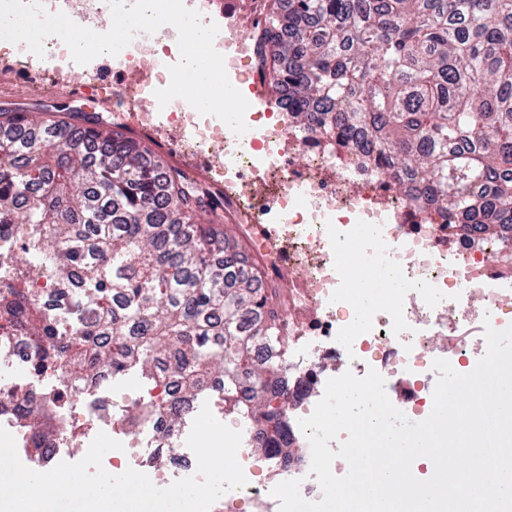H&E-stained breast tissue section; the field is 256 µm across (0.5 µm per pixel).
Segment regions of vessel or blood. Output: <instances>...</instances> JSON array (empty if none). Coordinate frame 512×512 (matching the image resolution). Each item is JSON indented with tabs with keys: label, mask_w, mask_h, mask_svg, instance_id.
I'll list each match as a JSON object with an SVG mask.
<instances>
[{
	"label": "vessel or blood",
	"mask_w": 512,
	"mask_h": 512,
	"mask_svg": "<svg viewBox=\"0 0 512 512\" xmlns=\"http://www.w3.org/2000/svg\"><path fill=\"white\" fill-rule=\"evenodd\" d=\"M188 8L198 10L204 22H215L219 32L214 40V46L220 53H229L233 46L231 30L249 9L248 0H184ZM180 52L171 49L161 61L144 60L137 71L125 70L122 56L112 58V79L115 93L106 104L105 111L93 113L91 119L103 127H111L114 115L123 112L127 106V97L136 91L154 88L152 79L156 65L165 66L178 61ZM245 98L261 103L273 100L275 92L267 77H260L247 86H241ZM148 120L142 125L121 124V131L149 144L152 150L165 161L178 163L186 172L199 174L207 171L213 164L210 155L203 151L188 152L187 147L192 139L189 129L170 128L168 110L159 107L157 102H150Z\"/></svg>",
	"instance_id": "1"
}]
</instances>
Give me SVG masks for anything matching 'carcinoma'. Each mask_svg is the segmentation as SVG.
I'll return each mask as SVG.
<instances>
[{"label":"carcinoma","mask_w":512,"mask_h":512,"mask_svg":"<svg viewBox=\"0 0 512 512\" xmlns=\"http://www.w3.org/2000/svg\"><path fill=\"white\" fill-rule=\"evenodd\" d=\"M279 2L265 0L261 62L290 111L332 144L364 126L385 172L409 170L465 230L512 213V0ZM10 224L59 278L80 273L90 314L62 339L26 277L0 291V320L41 358H66L75 384L99 369L159 382L173 367L188 396L215 372L230 395L250 373L259 389L235 407L263 420L267 452L287 447L282 364L255 348L281 345L277 287L184 171L114 129L0 111Z\"/></svg>","instance_id":"carcinoma-1"}]
</instances>
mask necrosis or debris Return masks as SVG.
Listing matches in <instances>:
<instances>
[{
  "mask_svg": "<svg viewBox=\"0 0 512 512\" xmlns=\"http://www.w3.org/2000/svg\"><path fill=\"white\" fill-rule=\"evenodd\" d=\"M170 109L178 123L194 126L195 148L223 164L231 187L224 192L213 188L209 194L251 239L250 260L275 273L288 270L286 330L300 350L294 355L297 371L282 388L294 419L313 413L327 381L336 375L332 362L340 360L359 377L378 371L386 390L395 394L394 407L417 420L433 407L434 360H448L455 368L477 363L487 350L485 326L502 330L512 325V231L466 234L415 208L417 182L373 168L365 132H356L334 150L315 128L299 131L284 102L274 108H248V130L237 138L195 114L184 100L171 101ZM271 212L281 217L274 245L254 230ZM367 250L386 261L391 277L401 281L396 296L378 288L366 302L352 288L349 257ZM21 251L40 269L29 283L31 298L52 318L58 334L78 335L86 313L77 292L61 287L39 253L7 227L0 229V285L13 282ZM441 336L452 343V350L436 347ZM60 379V368L39 365L27 339L0 331V426L14 436L25 465L47 471L85 456L103 432L123 445L104 456L106 470L131 467L163 487L195 474L197 460L186 444L185 425H170L159 416L137 426L126 409L133 396L150 403L172 401L180 388L177 377L145 389L136 376L123 384L101 372L72 391ZM25 398L35 400L39 418L60 423L37 451L17 411ZM206 401L216 408L219 421H230L242 432L239 462L248 483L225 493L227 512H236L241 502L255 512H279L273 484L255 479L262 463L273 472V483L300 479L302 496L321 500L315 475L296 474L275 455L262 462L253 455L258 428L241 417L226 416L223 378H209Z\"/></svg>",
  "mask_w": 512,
  "mask_h": 512,
  "instance_id": "4bbe7bcc",
  "label": "necrosis or debris"
}]
</instances>
